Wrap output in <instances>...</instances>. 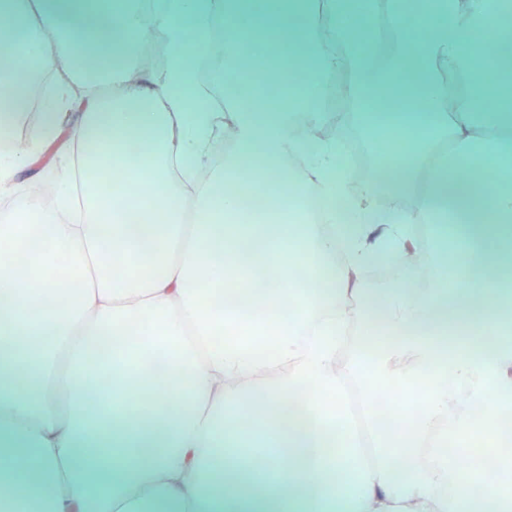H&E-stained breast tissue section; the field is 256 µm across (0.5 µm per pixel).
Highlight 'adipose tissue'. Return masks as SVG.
Masks as SVG:
<instances>
[{"label": "adipose tissue", "instance_id": "adipose-tissue-1", "mask_svg": "<svg viewBox=\"0 0 512 512\" xmlns=\"http://www.w3.org/2000/svg\"><path fill=\"white\" fill-rule=\"evenodd\" d=\"M353 2L311 10L291 0H159L148 12L141 0H0L13 20L0 29V83L10 86L1 134L30 112L39 74L54 75L29 150L0 155V189L34 179L32 151L61 134L94 149L83 161L80 223L66 219L70 194L58 195L28 275L0 281V512H472L469 484L446 453L449 432L471 426L465 411L449 416L448 401L468 389L486 407L481 429L492 441L497 408L512 403V116L475 118L480 101L512 104V0H365L363 34L346 23ZM219 29L230 77L252 33L277 46L267 70L282 86L279 103L256 95L222 110L191 82L189 44ZM482 31L491 38L478 49ZM47 32L56 35L49 44ZM160 39L164 67H143L136 50ZM488 69L506 80L485 84ZM338 105L398 146L358 194L338 163L342 144L296 131L297 116L318 121ZM229 124L233 148L201 180ZM291 158L300 168L289 176ZM255 164L278 223H248L224 192ZM493 164L502 175L492 184ZM101 167L124 174L108 202L91 177ZM311 194L342 206L310 217ZM436 223L463 253L493 258L495 274L476 278L465 266L456 275L469 289L450 285L439 244L428 287L404 269L372 307L361 270L421 248L416 225ZM61 255L75 260L78 288L33 306L59 288L49 268ZM212 259L223 279L210 278ZM295 267L310 285L290 291ZM259 272L269 295L289 294L291 319L257 323L213 306V291H247ZM372 320L381 340L372 367L359 356L339 365L358 342L352 323ZM230 332L237 342H226ZM105 338L111 356L89 368ZM153 361L146 416L127 397ZM103 371L120 417L94 432L84 391ZM347 379L365 395L380 384L416 394L391 434L367 415V451L347 422ZM303 389L304 422L283 424ZM246 438L274 448L242 459Z\"/></svg>", "mask_w": 512, "mask_h": 512}]
</instances>
